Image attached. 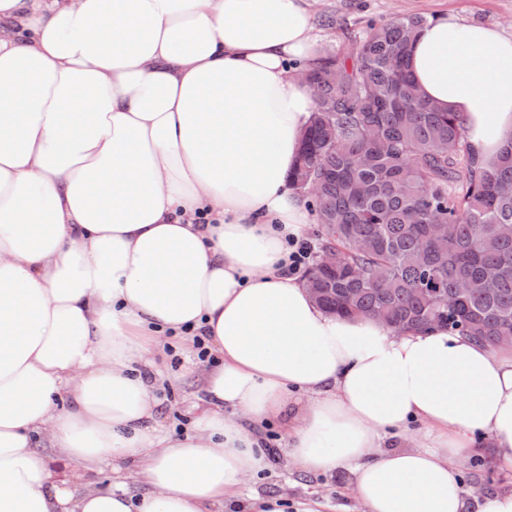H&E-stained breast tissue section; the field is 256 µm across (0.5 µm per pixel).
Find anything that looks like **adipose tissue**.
Returning a JSON list of instances; mask_svg holds the SVG:
<instances>
[{
  "instance_id": "obj_1",
  "label": "adipose tissue",
  "mask_w": 512,
  "mask_h": 512,
  "mask_svg": "<svg viewBox=\"0 0 512 512\" xmlns=\"http://www.w3.org/2000/svg\"><path fill=\"white\" fill-rule=\"evenodd\" d=\"M321 42L311 0H0V512H227L270 422L363 512H512L459 471L484 446L512 472V347L329 314L286 270ZM410 70L493 163L512 36L440 13ZM197 335L175 437L156 357Z\"/></svg>"
}]
</instances>
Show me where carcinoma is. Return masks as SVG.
Listing matches in <instances>:
<instances>
[{"mask_svg":"<svg viewBox=\"0 0 512 512\" xmlns=\"http://www.w3.org/2000/svg\"><path fill=\"white\" fill-rule=\"evenodd\" d=\"M426 23L372 24L355 53L302 72L316 110L289 182L310 188L319 224L303 279L331 313L408 330L439 319L499 346L512 334V139L484 166L464 115L421 96L408 59Z\"/></svg>","mask_w":512,"mask_h":512,"instance_id":"obj_1","label":"carcinoma"}]
</instances>
